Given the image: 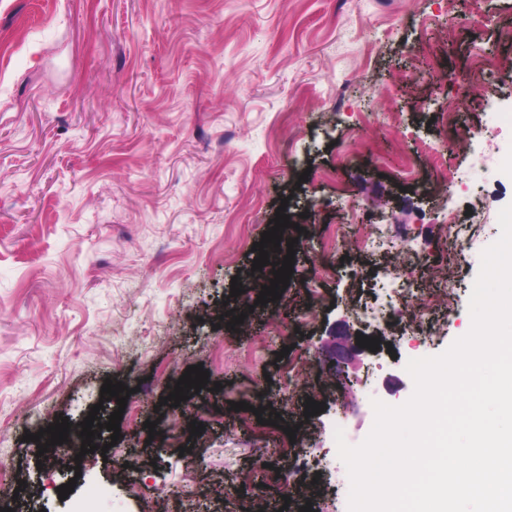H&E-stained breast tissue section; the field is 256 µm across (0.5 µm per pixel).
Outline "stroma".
<instances>
[{
	"label": "stroma",
	"instance_id": "obj_1",
	"mask_svg": "<svg viewBox=\"0 0 512 512\" xmlns=\"http://www.w3.org/2000/svg\"><path fill=\"white\" fill-rule=\"evenodd\" d=\"M0 45V500L241 512L255 495L347 512L335 429L360 444L373 400L412 395L406 361L470 329L500 228L475 223L469 198L494 217L512 204V0H0ZM448 112L468 133L453 152ZM440 157L456 177L444 198L426 191ZM281 206L301 228L293 274L261 306L252 246ZM446 208L468 227L462 250ZM358 215L384 225L387 257L337 233ZM411 244L429 258L412 276L431 330L357 321L407 315L384 282ZM235 280L248 315L230 332ZM334 331L381 342L355 347L350 397L318 359ZM196 364L221 390L166 403ZM107 380L132 390L117 444L77 463L40 452L30 436L56 420L108 422L91 412ZM309 399L321 413L305 416ZM194 420L200 438L182 437Z\"/></svg>",
	"mask_w": 512,
	"mask_h": 512
}]
</instances>
